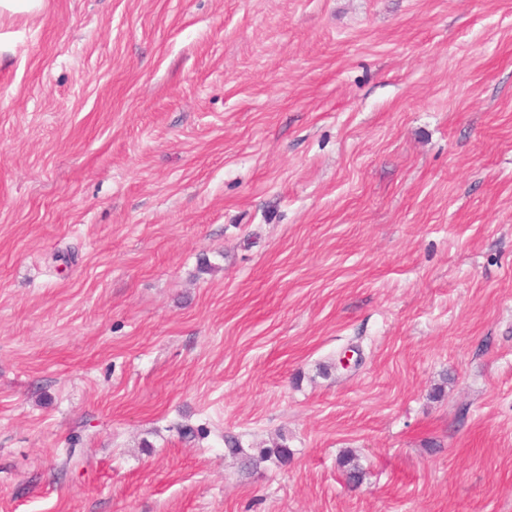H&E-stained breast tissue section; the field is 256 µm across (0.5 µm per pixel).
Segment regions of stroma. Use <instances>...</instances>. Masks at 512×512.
<instances>
[{"mask_svg": "<svg viewBox=\"0 0 512 512\" xmlns=\"http://www.w3.org/2000/svg\"><path fill=\"white\" fill-rule=\"evenodd\" d=\"M0 512H512V0L0 16Z\"/></svg>", "mask_w": 512, "mask_h": 512, "instance_id": "35a3bbf8", "label": "stroma"}]
</instances>
